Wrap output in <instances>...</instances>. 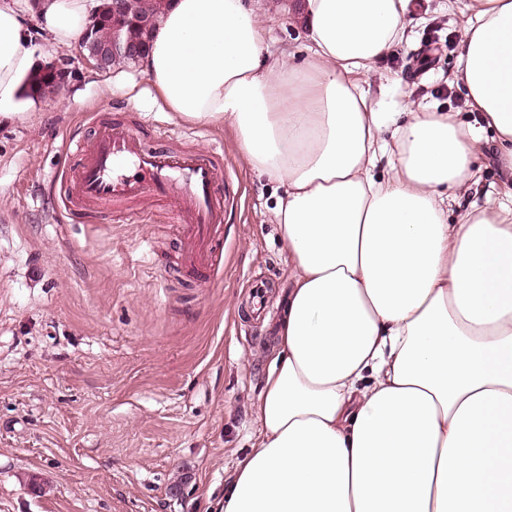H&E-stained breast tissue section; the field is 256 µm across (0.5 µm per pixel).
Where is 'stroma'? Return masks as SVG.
I'll return each instance as SVG.
<instances>
[{
    "label": "stroma",
    "instance_id": "obj_1",
    "mask_svg": "<svg viewBox=\"0 0 512 512\" xmlns=\"http://www.w3.org/2000/svg\"><path fill=\"white\" fill-rule=\"evenodd\" d=\"M296 0L264 12L273 53L305 52ZM443 0H410V39L366 84L380 112L427 106L476 115L451 78L462 18ZM72 78L0 121V512H217L224 480L252 444L256 403L277 343L290 260L272 208L280 187L252 170L231 127L186 122L154 104L137 65L100 73L78 47L57 50ZM136 95L118 90L119 77ZM133 129L173 127L172 148L221 143L234 198L207 279L185 273L171 203L136 223L105 210L60 215L57 169L74 165L71 130L113 114ZM269 288L264 322L247 309Z\"/></svg>",
    "mask_w": 512,
    "mask_h": 512
}]
</instances>
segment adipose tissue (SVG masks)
<instances>
[{
    "mask_svg": "<svg viewBox=\"0 0 512 512\" xmlns=\"http://www.w3.org/2000/svg\"><path fill=\"white\" fill-rule=\"evenodd\" d=\"M409 0H299L312 53L273 57L247 0H165L139 64L179 119L228 124L281 185L291 259L260 430L220 512H512V0H469L455 113L379 112L361 80ZM77 44L88 0H0V117L37 71L26 23ZM493 142L496 198L472 168Z\"/></svg>",
    "mask_w": 512,
    "mask_h": 512,
    "instance_id": "obj_1",
    "label": "adipose tissue"
}]
</instances>
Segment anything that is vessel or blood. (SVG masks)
Wrapping results in <instances>:
<instances>
[{
	"mask_svg": "<svg viewBox=\"0 0 512 512\" xmlns=\"http://www.w3.org/2000/svg\"><path fill=\"white\" fill-rule=\"evenodd\" d=\"M68 146L79 154V163L53 176L64 188L66 212L150 199L174 203L172 221L180 228L187 264L199 277H207L216 250L224 244V208L230 202L220 147L155 149L119 120L97 124L91 145L73 136Z\"/></svg>",
	"mask_w": 512,
	"mask_h": 512,
	"instance_id": "b4317fda",
	"label": "vessel or blood"
}]
</instances>
